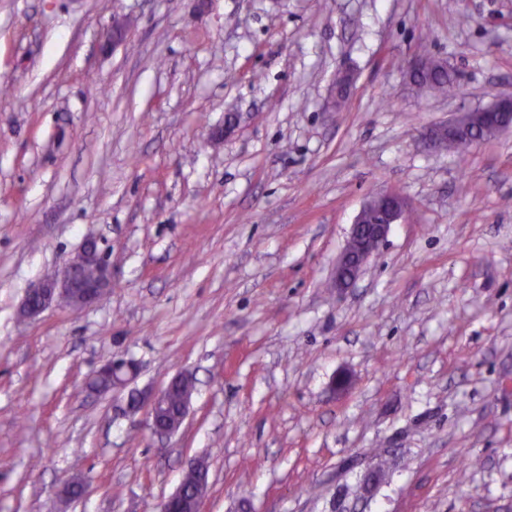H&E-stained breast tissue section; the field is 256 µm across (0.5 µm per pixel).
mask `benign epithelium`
I'll use <instances>...</instances> for the list:
<instances>
[{
	"mask_svg": "<svg viewBox=\"0 0 512 512\" xmlns=\"http://www.w3.org/2000/svg\"><path fill=\"white\" fill-rule=\"evenodd\" d=\"M510 111L512 97L503 96L486 108L462 112L445 124L431 127L428 137L435 144L448 135L472 145L511 129L512 125L507 123ZM406 210L405 198L395 190H387L363 205L336 262V287L343 288L359 276L369 258L386 242L392 224L401 220ZM87 267L95 271L91 281L86 280L84 275ZM111 285V267L97 242L89 241L61 272L45 277L28 291L22 302L21 314L26 318L35 317L60 299L73 306H85L98 300ZM136 374L137 366L130 361L112 360L98 369L91 386L99 392L123 390ZM172 385L170 381L153 394L144 396L133 392L128 398L130 410L146 408L149 428L161 438L178 433L190 411L191 398L187 397L182 402L178 421L174 425L165 426L158 422ZM205 498L206 494L191 491L183 479L172 494L160 500L156 512H203Z\"/></svg>",
	"mask_w": 512,
	"mask_h": 512,
	"instance_id": "benign-epithelium-1",
	"label": "benign epithelium"
}]
</instances>
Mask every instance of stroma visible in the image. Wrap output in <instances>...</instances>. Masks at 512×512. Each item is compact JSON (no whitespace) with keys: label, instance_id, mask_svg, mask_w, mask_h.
Listing matches in <instances>:
<instances>
[{"label":"stroma","instance_id":"1","mask_svg":"<svg viewBox=\"0 0 512 512\" xmlns=\"http://www.w3.org/2000/svg\"><path fill=\"white\" fill-rule=\"evenodd\" d=\"M502 96L512 0H0V512H154L196 456L205 512H512V131L425 137ZM390 189L406 216L336 290ZM88 237L109 291L22 317ZM118 359L194 373L178 434L90 390ZM429 68L430 63L427 58L415 57L408 62L406 69L411 77L416 76L413 82L419 90L441 97L452 96L456 87L452 74L441 65H433ZM424 71L426 72L423 73ZM407 210L405 198L387 190L363 205L336 262V288H344L362 272L369 258L386 242L392 224Z\"/></svg>","mask_w":512,"mask_h":512}]
</instances>
